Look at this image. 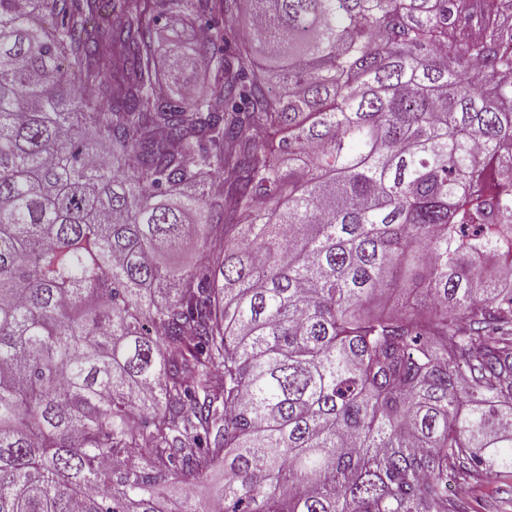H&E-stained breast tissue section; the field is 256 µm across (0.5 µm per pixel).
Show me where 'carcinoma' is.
Instances as JSON below:
<instances>
[{
    "label": "carcinoma",
    "mask_w": 512,
    "mask_h": 512,
    "mask_svg": "<svg viewBox=\"0 0 512 512\" xmlns=\"http://www.w3.org/2000/svg\"><path fill=\"white\" fill-rule=\"evenodd\" d=\"M238 2L0 0V512L512 473V0ZM205 245L201 238L191 237L183 244L178 254L168 257L164 262H177L186 267L196 265L204 256ZM223 483L224 469H217L200 478L198 482L189 489L188 492L197 501L206 503L214 498L217 489Z\"/></svg>",
    "instance_id": "carcinoma-1"
}]
</instances>
